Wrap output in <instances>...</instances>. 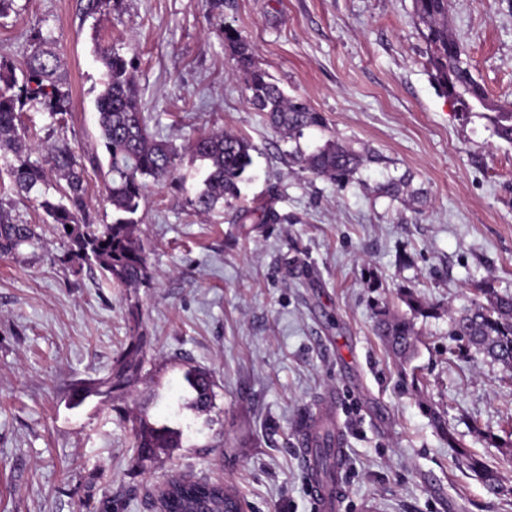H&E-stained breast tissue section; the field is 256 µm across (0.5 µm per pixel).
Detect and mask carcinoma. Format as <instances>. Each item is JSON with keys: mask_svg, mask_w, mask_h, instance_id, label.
<instances>
[{"mask_svg": "<svg viewBox=\"0 0 512 512\" xmlns=\"http://www.w3.org/2000/svg\"><path fill=\"white\" fill-rule=\"evenodd\" d=\"M451 0H413L416 24L426 43L428 65L435 86L453 100L464 115L493 113V134L512 144V108L491 100L474 77L464 59L465 51L449 25ZM224 38L232 49L239 72L244 76L249 103L264 114L267 123L283 138L295 143L288 155L299 167L316 178L338 186L359 181L365 157L350 146L328 138L321 145L302 147L301 139L311 131H327L322 113L303 97L288 95L259 67L247 39L227 28ZM95 53L105 67L103 89L95 99L100 138L108 154V170L103 176V191L112 205V223L88 224L85 220V162L100 164L97 154L84 158L64 142L42 144L45 163L31 160L25 141L22 114L25 106H36L61 126L71 103V84L52 40L40 33L32 38L30 53L16 68L0 60V158L18 193L30 197L37 193L38 206L61 226L69 239L68 261L83 268L95 266L108 284L136 286L150 277L147 255L136 237L135 218L145 197L148 183L176 180L188 176L178 172L177 153L169 143L148 132L142 112L140 91L131 62L112 46L96 45ZM196 160L200 187L190 202L199 213H209L220 203L228 206L240 199L239 183L252 164L255 147L232 133L200 135L189 142ZM55 191L59 198L49 195ZM72 230H66V226ZM35 236L31 224H17L0 209V252H11ZM482 299L465 313L452 318L453 334L500 364L512 369V294L492 288L480 289ZM410 315L379 313L376 329L394 354L412 359L417 352L414 318L429 317L432 308L413 291L402 296ZM151 350L148 336H132L113 362L107 376L73 385L72 400L78 406L93 395L108 403L128 391L139 379ZM135 448L146 456L156 448H167L180 432L166 424L155 426L140 416L133 423ZM448 447L458 449L460 462L494 492L502 491L497 472L483 458L461 449L453 429L441 428ZM325 444L315 457V474H333L343 452L341 438L336 451ZM237 495L227 487L207 482L174 480L158 494L159 512H232Z\"/></svg>", "mask_w": 512, "mask_h": 512, "instance_id": "carcinoma-1", "label": "carcinoma"}]
</instances>
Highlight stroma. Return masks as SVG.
<instances>
[{
	"mask_svg": "<svg viewBox=\"0 0 512 512\" xmlns=\"http://www.w3.org/2000/svg\"><path fill=\"white\" fill-rule=\"evenodd\" d=\"M15 0L0 58L22 63L30 35L67 69L63 128L25 110L33 159L65 140L99 148L96 44L134 64L152 136L194 172L189 139L220 131L254 147L236 206L196 212L179 183L149 186L137 235L152 279L110 287L74 270L68 241L0 167V208L36 237L0 253V512H155L175 477L232 486L245 512H315L301 464L305 423L334 395L344 432L339 512H512V372L453 336L449 317L476 289L512 293V144L487 119L464 121L432 82L413 0ZM451 25L491 99L512 103V0H452ZM257 64L307 99L327 134L372 154L341 188L303 172L290 143L247 101L225 29ZM408 176L399 196L382 187ZM282 217L261 223V208ZM436 310L417 318L419 353L401 362L378 336L404 289ZM150 360L124 400L73 405L72 386L105 377L130 336ZM213 382L191 405L183 374ZM180 429L139 459L129 418ZM497 466L495 495L463 469L441 427Z\"/></svg>",
	"mask_w": 512,
	"mask_h": 512,
	"instance_id": "obj_1",
	"label": "stroma"
}]
</instances>
